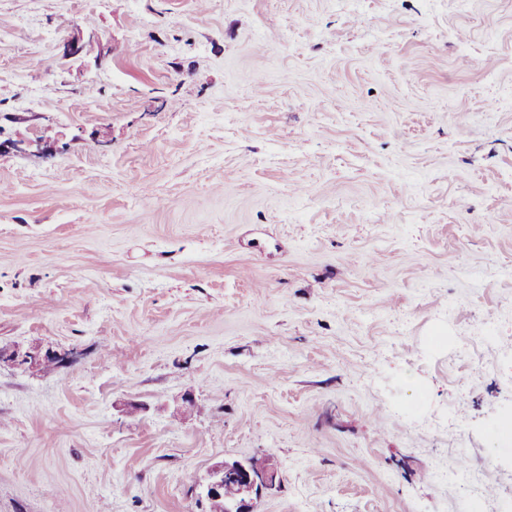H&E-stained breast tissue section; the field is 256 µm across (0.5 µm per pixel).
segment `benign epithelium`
Listing matches in <instances>:
<instances>
[{"label":"benign epithelium","mask_w":512,"mask_h":512,"mask_svg":"<svg viewBox=\"0 0 512 512\" xmlns=\"http://www.w3.org/2000/svg\"><path fill=\"white\" fill-rule=\"evenodd\" d=\"M67 354L40 347H0V366L28 372H42L45 367L60 366ZM280 489V477L267 457L253 458L247 462L224 460L216 464L205 487L206 497L224 512H256V505L263 498L275 495Z\"/></svg>","instance_id":"1"}]
</instances>
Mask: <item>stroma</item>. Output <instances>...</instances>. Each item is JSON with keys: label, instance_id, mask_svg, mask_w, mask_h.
<instances>
[{"label": "stroma", "instance_id": "stroma-1", "mask_svg": "<svg viewBox=\"0 0 512 512\" xmlns=\"http://www.w3.org/2000/svg\"><path fill=\"white\" fill-rule=\"evenodd\" d=\"M8 140L0 512H500L512 0H0ZM67 353H60L50 348L43 350L41 347H0V368L6 364L12 368L28 372H42L46 366H60L67 360ZM233 488V495L224 497V486ZM280 489V477L267 457L247 462L224 460L216 464L205 487L206 497L224 505L225 512H255L263 498L275 495ZM444 478L448 483L459 485L468 512H480L482 498L478 478L458 477L453 472L446 474Z\"/></svg>", "mask_w": 512, "mask_h": 512}]
</instances>
